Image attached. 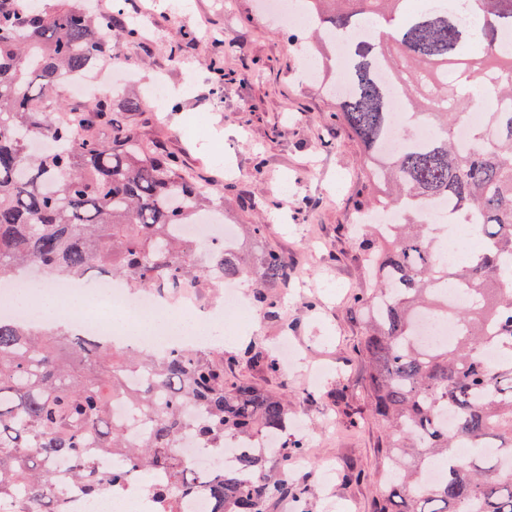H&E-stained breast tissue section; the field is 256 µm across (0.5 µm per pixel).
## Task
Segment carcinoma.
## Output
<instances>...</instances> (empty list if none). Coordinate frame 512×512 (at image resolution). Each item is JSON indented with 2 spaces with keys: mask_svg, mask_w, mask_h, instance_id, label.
Returning <instances> with one entry per match:
<instances>
[{
  "mask_svg": "<svg viewBox=\"0 0 512 512\" xmlns=\"http://www.w3.org/2000/svg\"><path fill=\"white\" fill-rule=\"evenodd\" d=\"M409 0H304L319 43L344 47V90L333 118L373 160L361 191L359 214L388 207L406 213L388 233L371 230L365 261L376 276L369 294L353 298L366 315L360 353L368 365L372 413L384 432L382 447L394 466L376 512H512V0H431L411 10ZM79 0L57 5L0 0V279L32 264L50 279L79 280L94 270L135 287L167 292L201 285L197 243L178 238L176 224H196L217 210L213 198L186 175L180 159L142 148L136 133L112 117V101L83 104L90 121H105L102 140L34 111L28 102L83 75L101 61L116 62L111 16ZM225 48L212 52L211 70L224 81ZM476 64L492 76L500 101L483 113L475 145L459 143V125L472 98L461 84ZM406 111L394 107V98ZM401 137L397 154L386 146ZM38 137L51 147L34 153ZM440 204L448 224L473 214L482 241L465 263L440 264L441 245L426 219ZM216 280L257 285L262 310L274 316L279 301L263 289L288 281L281 253L252 257L240 242L211 255ZM474 296L466 306L448 302L449 288ZM452 321L451 344L423 348L416 323L426 313ZM69 347L75 369L57 356ZM495 347L503 364L484 365ZM270 374L278 358L250 342L239 352ZM122 397L147 420L131 441L112 417ZM200 412L186 418L183 407ZM292 397L244 378L224 381V350L170 348L163 354L112 353L100 343L57 330L34 329L0 318V495L24 493L23 512H65L64 485L54 482L58 462L69 478L94 495L127 477H149L164 512H179L165 484L190 497L200 491L211 512H266L273 498L307 500L309 488L288 482L300 438L286 441ZM456 416L453 432L443 411ZM191 431L214 452L235 439L248 444L231 466L202 479L187 477L178 458L181 435ZM471 449L467 458L458 448ZM112 454L107 471L98 454ZM281 474L269 468L271 453Z\"/></svg>",
  "mask_w": 512,
  "mask_h": 512,
  "instance_id": "1",
  "label": "carcinoma"
}]
</instances>
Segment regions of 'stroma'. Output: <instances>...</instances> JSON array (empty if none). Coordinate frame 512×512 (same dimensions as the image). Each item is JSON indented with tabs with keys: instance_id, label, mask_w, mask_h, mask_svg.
I'll list each match as a JSON object with an SVG mask.
<instances>
[{
	"instance_id": "35a3bbf8",
	"label": "stroma",
	"mask_w": 512,
	"mask_h": 512,
	"mask_svg": "<svg viewBox=\"0 0 512 512\" xmlns=\"http://www.w3.org/2000/svg\"><path fill=\"white\" fill-rule=\"evenodd\" d=\"M145 13L152 23L142 37L117 43L128 79L114 111L222 197L225 223L264 224L265 244L291 267L273 289L280 319L256 311L240 341L274 350L289 340L299 361L275 376L243 364L226 372L298 394L292 419L307 428L308 460L288 478L312 493L305 506L288 499L268 512H373L386 462L358 353L364 317L352 303L373 286L360 249L367 233L356 222L369 174L360 146L331 118L333 101L302 79L310 32L282 26L258 0H127L126 23ZM216 36L226 43L220 86L209 68ZM159 76L169 89L160 109L123 111L124 99H146ZM351 468L359 481L346 480Z\"/></svg>"
}]
</instances>
